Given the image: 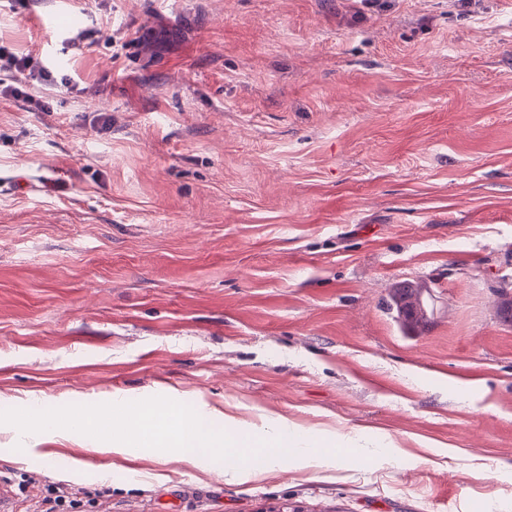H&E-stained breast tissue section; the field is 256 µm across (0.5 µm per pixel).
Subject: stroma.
I'll return each mask as SVG.
<instances>
[{"mask_svg":"<svg viewBox=\"0 0 512 512\" xmlns=\"http://www.w3.org/2000/svg\"><path fill=\"white\" fill-rule=\"evenodd\" d=\"M0 44L55 68L0 99V409L336 450L238 485L0 424L14 512H512V0H0ZM422 286L408 284L402 288H395L385 301L387 310L396 313V319L407 330H416L425 327L430 322V315L421 303Z\"/></svg>","mask_w":512,"mask_h":512,"instance_id":"35a3bbf8","label":"stroma"}]
</instances>
